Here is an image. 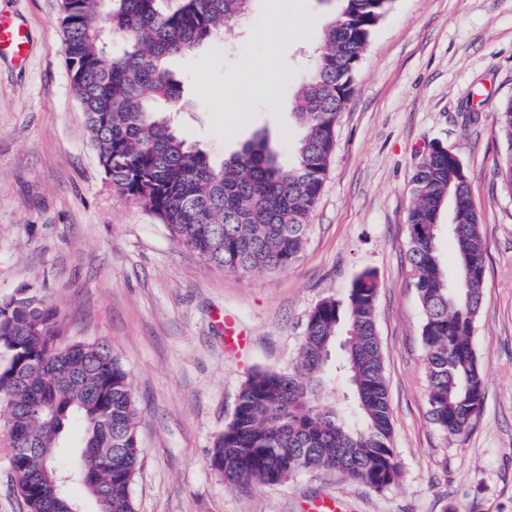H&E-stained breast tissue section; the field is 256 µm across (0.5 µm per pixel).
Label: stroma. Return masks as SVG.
<instances>
[{
    "mask_svg": "<svg viewBox=\"0 0 512 512\" xmlns=\"http://www.w3.org/2000/svg\"><path fill=\"white\" fill-rule=\"evenodd\" d=\"M332 10L329 0H254L230 42L173 58L178 132L217 161L258 130L274 147L293 142L288 100ZM0 13L29 41L23 61L0 53V299L37 291L57 308L63 341L102 340L120 357L141 415L136 512H314L328 499L344 512H512V197L494 175L503 144L493 132L512 100V0H394L355 70L301 260L249 273L178 246L104 174L64 61L61 0H0ZM270 72L279 81L267 89ZM436 139L463 163L487 257L474 331L484 406L460 438L429 417L408 262L415 157ZM367 269L399 480L381 491L329 472L224 484L209 461L248 373L289 370L309 313ZM228 318L248 336L243 348L226 349Z\"/></svg>",
    "mask_w": 512,
    "mask_h": 512,
    "instance_id": "35a3bbf8",
    "label": "stroma"
}]
</instances>
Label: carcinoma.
Instances as JSON below:
<instances>
[{
  "label": "carcinoma",
  "mask_w": 512,
  "mask_h": 512,
  "mask_svg": "<svg viewBox=\"0 0 512 512\" xmlns=\"http://www.w3.org/2000/svg\"><path fill=\"white\" fill-rule=\"evenodd\" d=\"M254 0H62V47L99 166L119 190L166 224L176 243L226 271H286L303 255L310 215L336 146V121L353 73L392 0H336L290 109L302 134L284 166L257 132L220 163L176 130L181 85L167 60L224 38ZM125 40L115 55L112 36ZM504 151L494 175L512 196V100L494 113ZM409 233L437 224L449 205L455 279L437 240L410 237L422 311L432 424L461 437L480 415L484 382L473 345L486 276L479 216L459 157L440 140L410 183ZM378 286L363 271L341 299L308 317L295 365L256 370L243 383L210 467L226 483L273 487L304 471H337L376 490L400 477L376 325ZM56 307L24 289L0 303V410L9 462L29 512L82 505L62 485L80 482L99 512H134L130 487L142 460L139 412L128 371L103 341L61 343ZM83 426L78 443L70 422Z\"/></svg>",
  "instance_id": "carcinoma-1"
}]
</instances>
